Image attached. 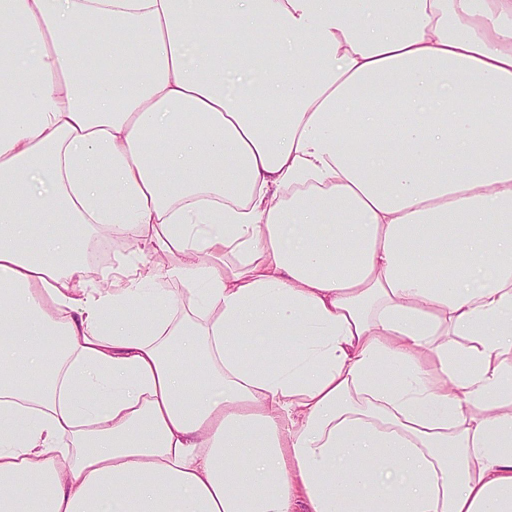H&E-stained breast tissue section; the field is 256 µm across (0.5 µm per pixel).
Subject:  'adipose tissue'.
Instances as JSON below:
<instances>
[{
  "label": "adipose tissue",
  "instance_id": "1",
  "mask_svg": "<svg viewBox=\"0 0 512 512\" xmlns=\"http://www.w3.org/2000/svg\"><path fill=\"white\" fill-rule=\"evenodd\" d=\"M0 512H512V0H0ZM117 238H114L116 242L117 248L112 247L111 256L98 258L95 255L87 254L86 261L82 259V266L84 268V276L85 279L91 284H96L97 288H110L109 282L104 281L99 276V270L103 267H120L123 260L127 258H135L139 257L143 259V254L145 255L146 261H154L156 257L149 256L146 251L142 254L141 248L142 244H134L133 240L130 238H124L119 235H114Z\"/></svg>",
  "mask_w": 512,
  "mask_h": 512
}]
</instances>
